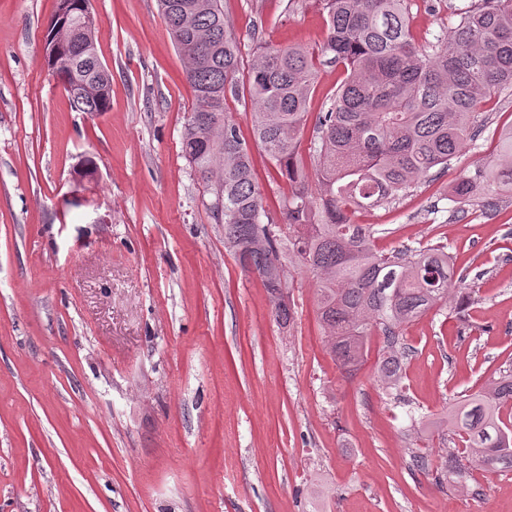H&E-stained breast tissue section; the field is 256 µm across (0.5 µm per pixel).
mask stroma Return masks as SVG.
Instances as JSON below:
<instances>
[{
  "label": "stroma",
  "mask_w": 512,
  "mask_h": 512,
  "mask_svg": "<svg viewBox=\"0 0 512 512\" xmlns=\"http://www.w3.org/2000/svg\"><path fill=\"white\" fill-rule=\"evenodd\" d=\"M411 0L419 42L449 5ZM109 111H74L43 55L57 0H0V512H512V472L438 483L437 449H405L410 414L435 416L512 369V202L453 217L454 183L488 169L512 91L485 107L477 147L399 201L359 211L387 251L447 244L476 303L403 330L400 400L374 381L379 336L353 378L324 345L309 272L294 275L290 331L224 249L211 196L184 158L193 108L158 0H91ZM243 60L254 24L318 47L320 0H223ZM342 79L321 67L299 150ZM256 181L275 223L288 185L261 149ZM92 160V179L79 175Z\"/></svg>",
  "instance_id": "stroma-1"
}]
</instances>
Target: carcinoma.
<instances>
[{
  "mask_svg": "<svg viewBox=\"0 0 512 512\" xmlns=\"http://www.w3.org/2000/svg\"><path fill=\"white\" fill-rule=\"evenodd\" d=\"M84 2L59 0L45 42L62 63L59 83L82 82L81 92L69 96L72 108L102 113L110 109L112 73L98 54L95 28L82 25ZM320 2L327 34L318 53L270 45L256 26V52L244 67L222 0H159L195 98L182 153L213 196L209 212L222 227L225 251L266 288L273 320L291 327L292 273H311L331 359L353 374L365 362L372 331L380 332L375 382L393 396L409 356L402 328L446 308L451 294L462 304L475 298L446 245L379 250L373 227L352 216L393 203L475 145L489 120L480 109L512 89V0H473L455 9L457 20L426 45L412 33L410 0ZM321 65L344 78L315 126L312 177L298 143ZM230 99L249 107L254 144L288 182L279 199L282 228L262 221L251 144ZM499 140L491 171L479 169L453 185L456 213H466L481 191L512 199V127L501 129ZM509 409L512 371H504L458 396L440 416L410 415L405 439L437 436L446 477L461 478L471 466L512 472V419L503 417Z\"/></svg>",
  "mask_w": 512,
  "mask_h": 512,
  "instance_id": "carcinoma-1",
  "label": "carcinoma"
}]
</instances>
